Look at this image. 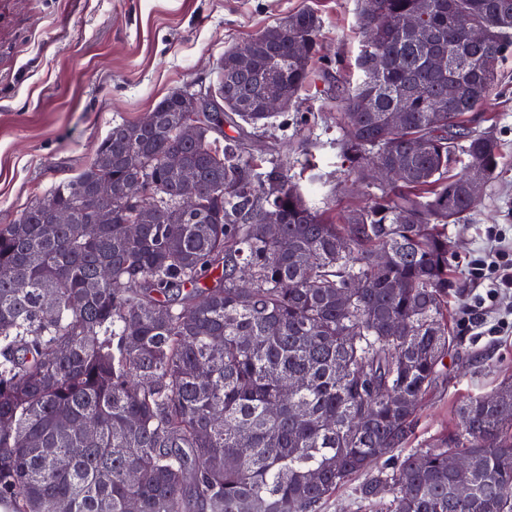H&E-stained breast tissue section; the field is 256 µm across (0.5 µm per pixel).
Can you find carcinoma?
Returning <instances> with one entry per match:
<instances>
[{
	"label": "carcinoma",
	"instance_id": "cac0c4a2",
	"mask_svg": "<svg viewBox=\"0 0 512 512\" xmlns=\"http://www.w3.org/2000/svg\"><path fill=\"white\" fill-rule=\"evenodd\" d=\"M416 11L423 33L392 27ZM361 24L339 152L358 181L382 165L403 181L340 220L281 166L255 172L237 141L215 135L217 113L186 112L177 90L164 111L113 125L75 178L0 224V512H128L133 501L138 512H319L360 476L361 506L388 495L387 512H512V380L396 457L458 349L448 225L472 203L451 163L498 175L497 141L464 117L502 84L512 0H362ZM471 26L486 32L477 47L464 41ZM321 30L302 10L243 44L249 70L224 53L213 85L227 121L268 124L273 85L293 107ZM435 53L452 66L432 69ZM402 97L394 129L385 115ZM53 204L70 223H52Z\"/></svg>",
	"mask_w": 512,
	"mask_h": 512
}]
</instances>
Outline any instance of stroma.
<instances>
[{"mask_svg": "<svg viewBox=\"0 0 512 512\" xmlns=\"http://www.w3.org/2000/svg\"><path fill=\"white\" fill-rule=\"evenodd\" d=\"M360 8V0H0V224L77 176L113 123L139 121L172 91L209 83L225 50L304 9L322 19L320 50L293 106L306 124L228 123L224 135L287 168L330 215L364 205L376 187L349 189L332 104L360 77ZM502 71L503 87L469 116L497 140L500 172L448 227V322L461 347L419 408L415 448L452 430L463 401L512 378V302L479 325L461 323L474 302L470 262L490 249L489 229L512 240V55Z\"/></svg>", "mask_w": 512, "mask_h": 512, "instance_id": "stroma-1", "label": "stroma"}]
</instances>
